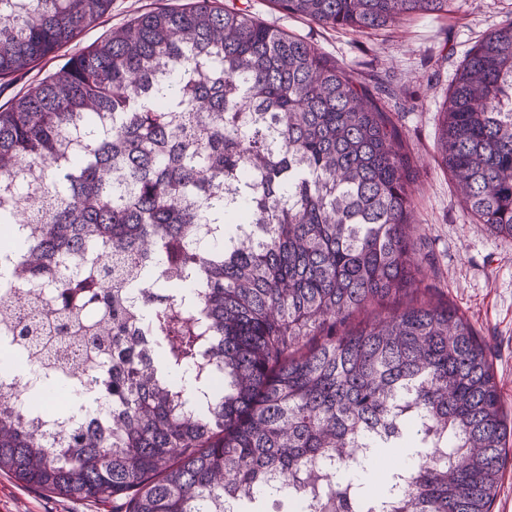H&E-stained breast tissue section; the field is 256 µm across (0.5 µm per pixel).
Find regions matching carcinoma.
Here are the masks:
<instances>
[{"mask_svg":"<svg viewBox=\"0 0 512 512\" xmlns=\"http://www.w3.org/2000/svg\"><path fill=\"white\" fill-rule=\"evenodd\" d=\"M276 2L368 34L453 0ZM111 5L0 0V78ZM435 151L466 212L512 238V21L458 67ZM24 163L43 216L21 241ZM416 175L378 96L244 9L150 11L71 56L0 110V246L15 288L53 289L58 336L100 312L81 341L112 360L87 379L112 430L63 448L3 398L0 473L115 512H264L273 488L305 512H491L512 425L486 344L426 284ZM389 448L417 462L376 493Z\"/></svg>","mask_w":512,"mask_h":512,"instance_id":"carcinoma-1","label":"carcinoma"}]
</instances>
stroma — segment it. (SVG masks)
<instances>
[{
	"label": "stroma",
	"mask_w": 512,
	"mask_h": 512,
	"mask_svg": "<svg viewBox=\"0 0 512 512\" xmlns=\"http://www.w3.org/2000/svg\"><path fill=\"white\" fill-rule=\"evenodd\" d=\"M181 0H112L101 23L33 68L0 79V106H9L137 15ZM245 9L271 27L315 45L351 69L382 97L418 171L415 224L427 282L470 319L492 352L505 409L512 416V239L492 235L466 214L455 186L438 164L434 143L439 112L457 67L487 33L512 20V0H454L452 12L414 17L397 27L359 34L322 27L289 14L274 0H210ZM0 512H113L111 500L79 501L33 489L0 474Z\"/></svg>",
	"instance_id": "stroma-1"
}]
</instances>
